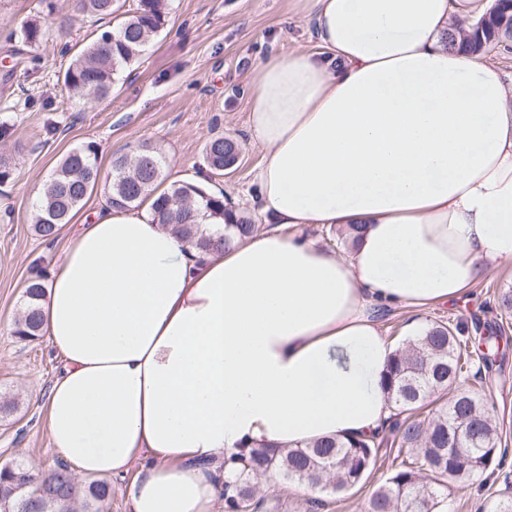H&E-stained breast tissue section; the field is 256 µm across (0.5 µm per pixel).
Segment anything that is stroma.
Instances as JSON below:
<instances>
[{
	"label": "stroma",
	"mask_w": 512,
	"mask_h": 512,
	"mask_svg": "<svg viewBox=\"0 0 512 512\" xmlns=\"http://www.w3.org/2000/svg\"><path fill=\"white\" fill-rule=\"evenodd\" d=\"M55 17L45 18L40 0H0V155L12 175L0 186V401L13 399L16 411L0 414V466L14 461L49 470L58 460L43 411L45 394L60 361L47 339L21 342L11 328L22 307L31 273L53 269L61 260L68 231L55 241L37 236L33 225L38 196L61 158L71 149L95 144L102 174L113 154L147 142L165 158L167 181L197 182L223 191L232 206L264 223L258 212L254 169L265 154L248 134V87L259 60L315 49L306 0H168L167 24L131 74L120 77L104 101H84L69 92L61 76L71 59L100 29L77 12L75 0H56ZM38 19L45 35L24 54L14 52L6 30ZM241 141L243 151L229 176H210L204 146L215 136ZM512 288V269L494 268L466 296L425 312L387 310L381 315L394 345L405 343L406 323L462 322L468 328L502 321V367L466 386L488 401L507 433L506 461L465 482L449 481L446 512H488L497 491L512 486V316L501 318L499 298ZM395 452H379L362 487L336 496L300 489L284 479L265 483V512H362L377 483L392 468Z\"/></svg>",
	"instance_id": "1"
}]
</instances>
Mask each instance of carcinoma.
I'll return each instance as SVG.
<instances>
[{"label":"carcinoma","mask_w":512,"mask_h":512,"mask_svg":"<svg viewBox=\"0 0 512 512\" xmlns=\"http://www.w3.org/2000/svg\"><path fill=\"white\" fill-rule=\"evenodd\" d=\"M123 10L122 0H79L86 16L117 23L100 32L70 62L63 84L93 100L112 94L116 80L131 69L167 22V0H135ZM42 37L40 21L27 20L12 28L7 39L24 46ZM512 39V0H499L480 18L461 43L474 58ZM240 148L237 140L216 136L204 148L207 167L224 173V154ZM162 159L148 144L112 156L107 207L128 212L147 207L152 221L173 226L197 252L231 247L263 230L253 219L224 204V193H209L192 181L164 185ZM98 150L93 144L71 150L60 162L36 205L34 231L53 240L70 223L98 184ZM47 274L37 270L28 281L23 309L12 334L20 341L42 336V301ZM503 330L469 332L462 323L434 322L423 335L397 348L386 366L382 386L391 408L388 424L375 433L321 440L280 449L255 445L239 459L234 480L224 484L227 512H248L263 506L252 480L272 470L285 480L308 484L336 494L360 485L373 470L378 451L398 448L394 469L365 500L364 512H441L448 499V480L468 481L493 466L503 465L502 432L484 401L459 384L461 377L490 369L499 355ZM430 408L428 417L419 411ZM110 488L92 481H75L69 467L57 464L48 477L34 482L21 462L0 466V501L12 512H26L27 502L43 501L42 512H104Z\"/></svg>","instance_id":"1"}]
</instances>
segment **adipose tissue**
<instances>
[{
  "label": "adipose tissue",
  "mask_w": 512,
  "mask_h": 512,
  "mask_svg": "<svg viewBox=\"0 0 512 512\" xmlns=\"http://www.w3.org/2000/svg\"><path fill=\"white\" fill-rule=\"evenodd\" d=\"M314 6L318 51L249 82L258 203L291 229L362 225L349 257L270 230L202 257L146 214L103 210L45 283L51 445L124 481L132 512H214L256 442L381 428L394 346L377 311L512 267V91L448 43L490 0Z\"/></svg>",
  "instance_id": "ef3b65f1"
}]
</instances>
